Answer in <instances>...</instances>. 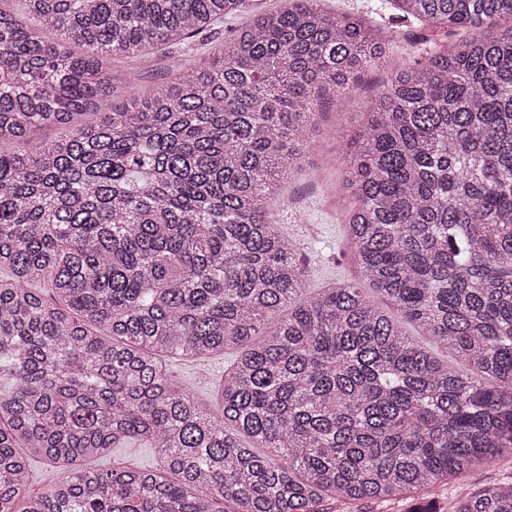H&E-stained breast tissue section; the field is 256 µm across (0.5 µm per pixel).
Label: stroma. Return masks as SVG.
<instances>
[{
	"label": "stroma",
	"instance_id": "1",
	"mask_svg": "<svg viewBox=\"0 0 512 512\" xmlns=\"http://www.w3.org/2000/svg\"><path fill=\"white\" fill-rule=\"evenodd\" d=\"M278 6V0H248L244 11L225 17L209 36L196 37L182 47L150 51L131 65L136 87L150 89L162 84L179 66L192 69L196 61L210 57L218 41L234 35L255 15L274 11ZM442 37L439 29L425 33L409 29L390 44V57L397 64L422 61L430 41ZM389 77L390 69L386 66L363 71L350 84L341 104L327 108L320 115L308 133L304 169L289 183L287 199L279 207V230L297 242L303 259L309 262V288H327L356 277L346 258L345 203L332 188L347 143L361 126L360 110L364 100ZM233 358V352L227 351L204 361L173 357L169 364L174 375L190 383L200 398L211 401ZM509 478H512V462H503L450 480L436 488L435 496L441 512H453L458 492L469 493Z\"/></svg>",
	"mask_w": 512,
	"mask_h": 512
}]
</instances>
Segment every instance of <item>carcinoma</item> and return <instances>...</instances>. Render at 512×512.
<instances>
[{
  "instance_id": "1",
  "label": "carcinoma",
  "mask_w": 512,
  "mask_h": 512,
  "mask_svg": "<svg viewBox=\"0 0 512 512\" xmlns=\"http://www.w3.org/2000/svg\"><path fill=\"white\" fill-rule=\"evenodd\" d=\"M21 2L0 7V512H322L512 458V0H390L482 35L367 102L338 182L358 280L316 291L271 203L388 32L282 0L112 108L131 74L106 61L245 0ZM235 348L210 402L166 364ZM144 440L154 469L87 465ZM33 457L57 472L35 496ZM454 512H512V480Z\"/></svg>"
}]
</instances>
